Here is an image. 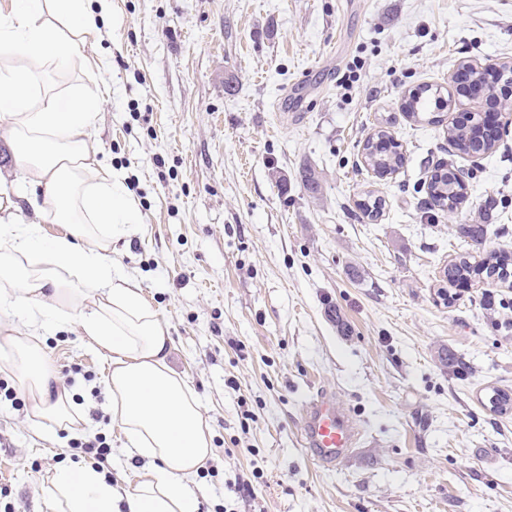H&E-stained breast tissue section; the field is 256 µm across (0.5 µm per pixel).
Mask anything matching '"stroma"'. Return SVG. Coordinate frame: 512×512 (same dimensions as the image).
I'll return each instance as SVG.
<instances>
[{
  "mask_svg": "<svg viewBox=\"0 0 512 512\" xmlns=\"http://www.w3.org/2000/svg\"><path fill=\"white\" fill-rule=\"evenodd\" d=\"M100 29L112 92L92 136L141 216L112 257L167 325L169 364L212 430L198 512H512V410L488 403L512 392V285L437 294L455 258L512 255V127L473 157L401 110L418 87L454 92L462 63L512 64V0H108ZM382 120L405 163L379 178L362 147ZM440 162L465 177L454 215L426 193ZM369 190L386 201L375 220L356 206ZM442 347L469 372L442 367ZM42 349L86 422L36 423L0 353L23 401L0 395V512H51L49 478L92 465L82 445L98 436L113 486L144 467L110 416L111 353L74 325ZM322 391L360 437L330 471L301 443Z\"/></svg>",
  "mask_w": 512,
  "mask_h": 512,
  "instance_id": "obj_1",
  "label": "stroma"
}]
</instances>
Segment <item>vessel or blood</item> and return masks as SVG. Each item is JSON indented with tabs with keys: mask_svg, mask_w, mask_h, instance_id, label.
<instances>
[{
	"mask_svg": "<svg viewBox=\"0 0 512 512\" xmlns=\"http://www.w3.org/2000/svg\"><path fill=\"white\" fill-rule=\"evenodd\" d=\"M302 442L318 466L333 468L356 442V428L336 399L317 394L303 408Z\"/></svg>",
	"mask_w": 512,
	"mask_h": 512,
	"instance_id": "b4317fda",
	"label": "vessel or blood"
}]
</instances>
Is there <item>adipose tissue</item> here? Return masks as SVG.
<instances>
[{"label": "adipose tissue", "instance_id": "1", "mask_svg": "<svg viewBox=\"0 0 512 512\" xmlns=\"http://www.w3.org/2000/svg\"><path fill=\"white\" fill-rule=\"evenodd\" d=\"M88 0H10L0 6V129L25 178L29 203L63 235L42 242L19 222V204L0 210V351L26 380L33 419L78 431L82 416L67 390L52 389L47 361L32 339L76 324L112 355L105 377L112 421L125 446L148 460L137 483L119 492L94 467L61 468L49 482L56 512H197L190 484L211 453L199 400L168 363L166 324L136 276L110 256L140 215L123 179L100 163L91 131L102 96L44 88L47 66L62 69L97 42Z\"/></svg>", "mask_w": 512, "mask_h": 512}]
</instances>
